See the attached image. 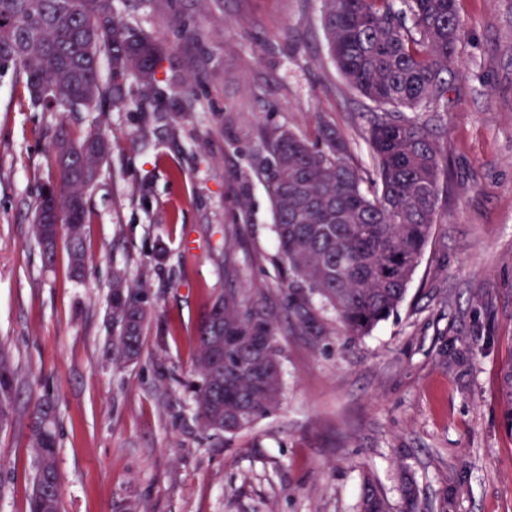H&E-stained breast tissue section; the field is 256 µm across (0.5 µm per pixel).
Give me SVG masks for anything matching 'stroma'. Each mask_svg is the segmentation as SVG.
Wrapping results in <instances>:
<instances>
[{"mask_svg":"<svg viewBox=\"0 0 512 512\" xmlns=\"http://www.w3.org/2000/svg\"><path fill=\"white\" fill-rule=\"evenodd\" d=\"M160 41L154 89L69 117L0 74V343L19 370L0 430V512H30L27 416L57 399L60 512H359L363 477L404 512H512V0H457L465 34L448 102L424 111L446 166L436 224L402 304L346 335L283 294L264 173L268 132L322 144L327 124L364 181L375 103L332 60L322 0H114ZM103 129L112 152L88 197L86 269L65 245L45 264L31 225L55 178L61 121ZM155 301L138 361L110 352L113 270ZM235 288L277 317L278 408L231 439L203 430L189 382L213 299Z\"/></svg>","mask_w":512,"mask_h":512,"instance_id":"35a3bbf8","label":"stroma"}]
</instances>
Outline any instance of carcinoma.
<instances>
[{
	"label": "carcinoma",
	"mask_w": 512,
	"mask_h": 512,
	"mask_svg": "<svg viewBox=\"0 0 512 512\" xmlns=\"http://www.w3.org/2000/svg\"><path fill=\"white\" fill-rule=\"evenodd\" d=\"M329 50L347 80L381 111L373 113L368 141L376 169L374 188L348 157L346 143L326 132L318 148L288 129L267 136L266 168L281 259L288 265V311L304 323L318 298L337 314L345 333L369 335L403 302L428 246L440 195L442 152L429 120L417 110L446 99L444 74L453 63L464 28L455 0H323ZM111 55L114 79L131 76L145 87L156 81L161 44L126 26L112 0H0V73L13 70L32 102L61 112H83L104 98L122 101V86L101 84L99 53ZM58 176L39 194L32 231L47 258L65 231L71 272L81 275L86 257L83 227L87 189L111 150L107 134L65 125L55 139ZM71 159L64 160L61 149ZM55 211L60 227L47 232L44 214ZM112 293L113 363L137 360L150 319L143 283L120 271ZM214 307L219 322H204L196 340L192 384L197 417L217 435L234 436L273 413L280 401L282 371L273 313L245 304L234 288ZM258 336L269 337L261 349ZM18 369L0 345V429L16 413ZM53 399L40 397L28 415L36 475L30 512H60ZM361 512H390L369 477L363 478Z\"/></svg>",
	"instance_id": "obj_1"
}]
</instances>
